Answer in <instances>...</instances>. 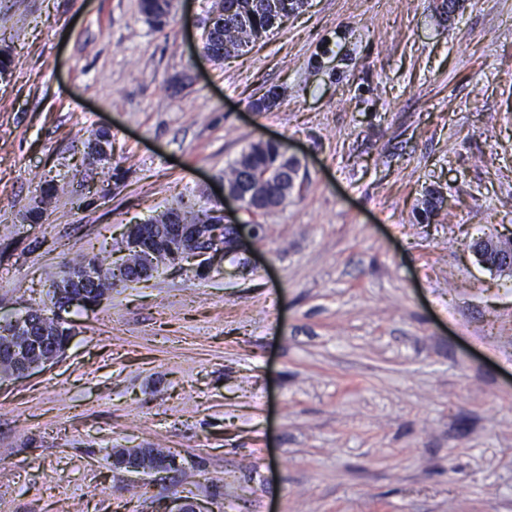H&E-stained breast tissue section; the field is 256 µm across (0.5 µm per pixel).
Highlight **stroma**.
Here are the masks:
<instances>
[{
	"mask_svg": "<svg viewBox=\"0 0 512 512\" xmlns=\"http://www.w3.org/2000/svg\"><path fill=\"white\" fill-rule=\"evenodd\" d=\"M0 0V320L51 303L64 262L217 200L273 140L302 185L258 237L72 307L55 363L0 377V512H512V0H308L214 62L211 0ZM281 101L254 103L269 88ZM112 135L111 186L88 140ZM444 203L420 224L426 191ZM182 458L164 479L113 447ZM168 0H140V11L153 26L162 27L169 17ZM70 184L63 183L58 184V182H55L54 179H51L49 181L45 180L40 185V192L41 195L44 196H52L55 197L60 192L62 193H69L70 196L74 199L75 204L78 206L83 203L84 198L86 197V188L84 185H77L74 187V185H71V189H69ZM473 252L478 261L490 270L512 273V241L504 244L494 238L479 239Z\"/></svg>",
	"mask_w": 512,
	"mask_h": 512,
	"instance_id": "obj_1",
	"label": "stroma"
}]
</instances>
